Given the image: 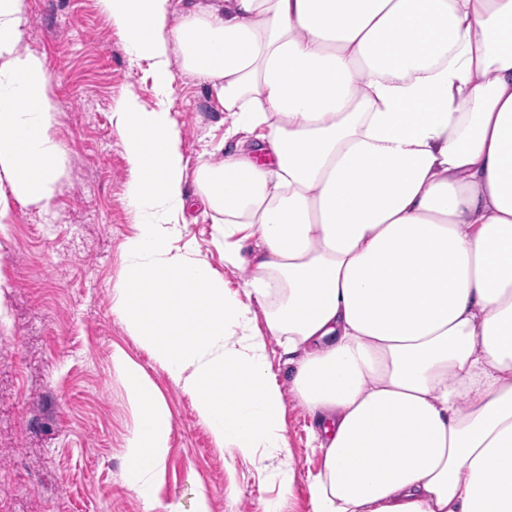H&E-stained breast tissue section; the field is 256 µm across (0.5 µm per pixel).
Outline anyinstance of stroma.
Segmentation results:
<instances>
[{
  "label": "stroma",
  "mask_w": 512,
  "mask_h": 512,
  "mask_svg": "<svg viewBox=\"0 0 512 512\" xmlns=\"http://www.w3.org/2000/svg\"><path fill=\"white\" fill-rule=\"evenodd\" d=\"M22 47L48 72L55 134L66 156L48 206L13 203L0 234V271L9 323L0 329V512H146L122 478L132 423L112 350L121 346L162 393L173 432L162 502L192 512L205 487L211 512H266L278 494L250 460L213 440L190 395L167 378L112 313V285L133 231L124 202L129 177L115 101L133 92L147 107L157 96L147 62H133L122 32L96 0H27ZM166 101L189 167L227 127L210 84L173 63ZM187 235L228 288L246 274L225 266L212 221L186 214ZM285 436L299 477L282 512H311L304 477L323 458L309 447L311 418L284 389Z\"/></svg>",
  "instance_id": "35a3bbf8"
}]
</instances>
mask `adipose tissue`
<instances>
[{"mask_svg":"<svg viewBox=\"0 0 512 512\" xmlns=\"http://www.w3.org/2000/svg\"><path fill=\"white\" fill-rule=\"evenodd\" d=\"M98 5L162 98L112 110L135 221L112 312L215 442L292 490L272 338L323 454L313 512H512V0H189L173 26L172 0ZM24 25L0 0V233L12 201L49 205L64 153ZM175 59L246 136L192 179ZM195 198L246 299L187 238ZM112 365L125 482L181 512L157 497L166 402L123 348Z\"/></svg>","mask_w":512,"mask_h":512,"instance_id":"ef3b65f1","label":"adipose tissue"}]
</instances>
